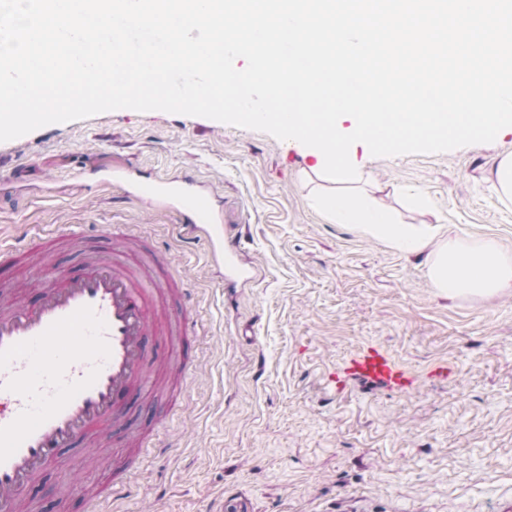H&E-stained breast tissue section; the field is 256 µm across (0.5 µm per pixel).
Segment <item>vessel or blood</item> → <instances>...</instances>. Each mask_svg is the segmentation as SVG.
<instances>
[{
	"instance_id": "obj_1",
	"label": "vessel or blood",
	"mask_w": 512,
	"mask_h": 512,
	"mask_svg": "<svg viewBox=\"0 0 512 512\" xmlns=\"http://www.w3.org/2000/svg\"><path fill=\"white\" fill-rule=\"evenodd\" d=\"M143 201L177 210L190 231L206 240L225 280L247 279L238 244H225L213 192L192 178H150L136 188ZM79 255L74 270L36 266L33 298L10 275L21 257L49 255L57 239ZM147 239L122 225L52 228L44 237L0 246V512H20L21 497L65 449L102 444L128 415L132 397L151 380L145 340L194 336L188 309L170 319L167 305L185 291L159 274L166 262ZM358 379L388 388L410 380L384 352L355 359Z\"/></svg>"
}]
</instances>
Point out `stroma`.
<instances>
[{
    "mask_svg": "<svg viewBox=\"0 0 512 512\" xmlns=\"http://www.w3.org/2000/svg\"><path fill=\"white\" fill-rule=\"evenodd\" d=\"M494 142L438 154L350 149L361 178L316 176L301 143L204 117L119 109L0 142V243L56 224H127L166 254L198 335L182 390L136 400L106 448H79L25 494L29 512H88L60 483L104 490L103 512H497L512 500V288L451 296L423 256L334 222L320 194L369 195L403 224L512 254V201L489 181ZM190 175L220 201L226 242L255 279L225 287L174 210L103 186L99 170ZM384 348L414 377L391 391L348 376ZM153 452L128 466L129 430Z\"/></svg>",
    "mask_w": 512,
    "mask_h": 512,
    "instance_id": "obj_1",
    "label": "stroma"
}]
</instances>
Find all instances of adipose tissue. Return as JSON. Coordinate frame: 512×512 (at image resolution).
<instances>
[{
  "label": "adipose tissue",
  "mask_w": 512,
  "mask_h": 512,
  "mask_svg": "<svg viewBox=\"0 0 512 512\" xmlns=\"http://www.w3.org/2000/svg\"><path fill=\"white\" fill-rule=\"evenodd\" d=\"M320 205L337 223L353 225L362 234L384 239L404 253L417 255L435 248L430 278L435 287L449 294L486 296L512 288V257L494 244L470 246L452 238L435 244L436 229L416 230L399 223L368 197L353 203L329 194L321 196Z\"/></svg>",
  "instance_id": "ef3b65f1"
}]
</instances>
